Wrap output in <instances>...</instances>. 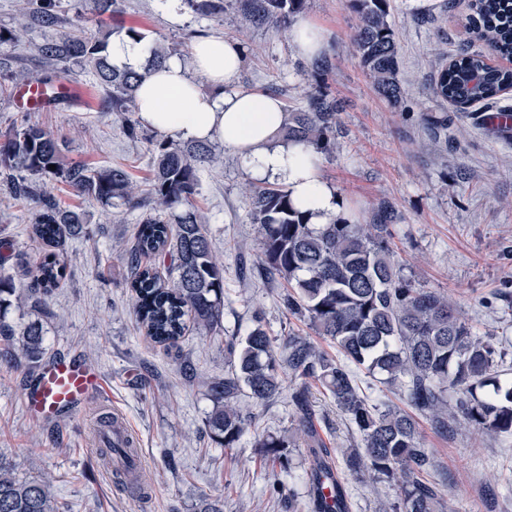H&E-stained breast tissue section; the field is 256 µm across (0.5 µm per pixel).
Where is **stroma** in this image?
<instances>
[{
	"label": "stroma",
	"instance_id": "obj_1",
	"mask_svg": "<svg viewBox=\"0 0 512 512\" xmlns=\"http://www.w3.org/2000/svg\"><path fill=\"white\" fill-rule=\"evenodd\" d=\"M59 2V23L40 27L24 21L16 0H0V29L21 33L19 41L0 45V56L35 79L69 82L70 101L29 119L66 139L70 161L125 167L137 195L146 196L154 132L144 127L138 137L127 136L124 113L113 111L111 95L94 74L74 66L59 75L42 62L38 45L76 32L95 37L105 29L121 37L134 28L145 34L146 46H171L187 60L198 36L238 41L247 52L240 87L271 94L288 110L305 106L319 89L344 102L334 143L319 155L323 178L360 220L389 204L396 215L392 245L404 274L447 296L477 335L499 337L512 362V140L488 123L492 114L512 110V91L464 111L432 95L433 75L446 56L473 46L468 0H392L409 113L379 96L362 69L351 39L356 19L345 0H310L303 16L329 37L331 69L325 74L296 54L289 36L244 26L234 2L218 18L183 10L175 24L155 0H124L121 12L104 20L92 13L91 0ZM430 3L448 9L433 20L417 15V7ZM424 112L447 113V139L429 138L420 121ZM213 147L218 160L201 163L194 202L224 261L223 327L216 334L188 332L171 352L139 329L127 286L126 251L142 210L118 202L106 211L73 196L63 183L44 182L62 203L81 207L90 218L88 235L66 243V279L35 312L45 330L44 356L77 351L99 366L103 397L135 434L143 459L140 486L121 482L99 462L91 417L52 423L28 417L23 392L35 368L18 347L0 343V459L23 475L52 476L60 512H200L206 500L219 502L224 512H307L305 447L292 449L294 470L286 474L265 468L255 446L262 436L294 428L291 375H284L281 394L270 402L239 396L251 423L238 447H214L205 431L210 402L201 382L229 371L226 344L246 334L254 313L262 314L271 335L294 331L329 355L337 353L307 322L288 314L280 282L249 274L260 253L244 189L251 175L239 154L219 141ZM37 213L34 201L11 196L0 175V238L15 247L12 259L0 265V278L19 286L47 250L29 233ZM309 400L321 437L335 450L351 512H394L395 484L344 465V451L359 441L348 418L317 383L309 385ZM421 427L437 462L431 479L450 512H512V437L494 438L461 423L442 434L426 419Z\"/></svg>",
	"mask_w": 512,
	"mask_h": 512
}]
</instances>
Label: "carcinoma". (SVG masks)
<instances>
[{
	"label": "carcinoma",
	"instance_id": "carcinoma-1",
	"mask_svg": "<svg viewBox=\"0 0 512 512\" xmlns=\"http://www.w3.org/2000/svg\"><path fill=\"white\" fill-rule=\"evenodd\" d=\"M194 14L218 18L224 0H181ZM244 21L278 33L291 29L304 15L308 0H236ZM358 23L352 40L360 63L376 90L390 105L404 104L399 80L396 35L389 21L391 0H346ZM56 0H17V9L31 25L58 21ZM471 30L479 46L441 66L432 80L436 99L456 107L489 101L512 89V67L492 62L512 60V0H471ZM108 37L65 35L38 47L48 64L77 65L94 72L101 87L112 93V111H136L135 92L141 74L112 64ZM341 104L323 93L312 94L304 109L287 113L285 141L319 153L335 139ZM153 179L150 211L138 224L129 252L130 288L136 295L135 315L146 335L168 350L180 346L194 328L213 332L224 318V263L213 253L203 216L193 206L199 185L198 163L216 160L207 143L177 142L168 136L152 140ZM67 142L46 129L22 120L0 132V172L17 199L36 197L40 212L31 225L32 237L52 251L35 262L32 280L16 287L0 280V337L19 340L31 363L44 354L40 319L17 328L7 321L10 307H35L59 287L66 261L57 248L66 237L86 232L84 212L64 207L47 193H38L28 177L65 183L75 195L95 200L103 209L121 201L131 209L146 206L136 196L128 171L120 166L90 168L65 161ZM55 169H50V166ZM253 223L258 226L259 267L286 284L283 305L289 315L309 322L316 333L336 345L343 356L331 358L306 337L292 331L276 340L255 314L254 324L240 343L228 345L231 372L205 381L212 403L206 432L218 448H233L249 419L236 406L248 390L261 403L282 390V373L312 379L348 417L360 446L344 453L345 468L400 487L397 512H438L441 499L427 476L435 467L413 415L384 400L365 396L355 369L385 376L395 390L434 428L463 421L486 434L512 435V383L500 379L505 351L492 336L480 337L448 297L416 285L395 262L390 243L387 207L376 222L364 224L344 215L315 227L280 186L248 183ZM171 258L169 276L162 277L147 257ZM309 389L291 395L298 430L308 451L310 512H351L346 485L333 468L332 449L320 438L308 405ZM294 438L270 434L256 442L261 459L273 467H292ZM134 448L107 445L100 449L106 463L120 461L119 478L129 475ZM0 512H58L52 480L20 477L0 460Z\"/></svg>",
	"mask_w": 512,
	"mask_h": 512
}]
</instances>
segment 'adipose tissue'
<instances>
[{
  "instance_id": "obj_1",
  "label": "adipose tissue",
  "mask_w": 512,
  "mask_h": 512,
  "mask_svg": "<svg viewBox=\"0 0 512 512\" xmlns=\"http://www.w3.org/2000/svg\"><path fill=\"white\" fill-rule=\"evenodd\" d=\"M108 51L114 63L144 73L136 90L143 126L185 141L223 140L251 159L253 176L285 185L309 223L327 224L342 214L340 191L322 178L309 151L282 143L286 114L281 101L239 86L246 56L240 43L205 37L194 43L190 62L172 56L150 69L144 66L142 45L130 37L114 39ZM204 82L216 87V94L203 92Z\"/></svg>"
}]
</instances>
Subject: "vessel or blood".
Masks as SVG:
<instances>
[{"mask_svg":"<svg viewBox=\"0 0 512 512\" xmlns=\"http://www.w3.org/2000/svg\"><path fill=\"white\" fill-rule=\"evenodd\" d=\"M66 85L46 87L39 80L19 86L13 101L17 110L39 112L66 95ZM102 384L99 368L81 355L67 353L39 366L24 389V406L34 419L53 422L82 414L97 400Z\"/></svg>","mask_w":512,"mask_h":512,"instance_id":"1","label":"vessel or blood"}]
</instances>
